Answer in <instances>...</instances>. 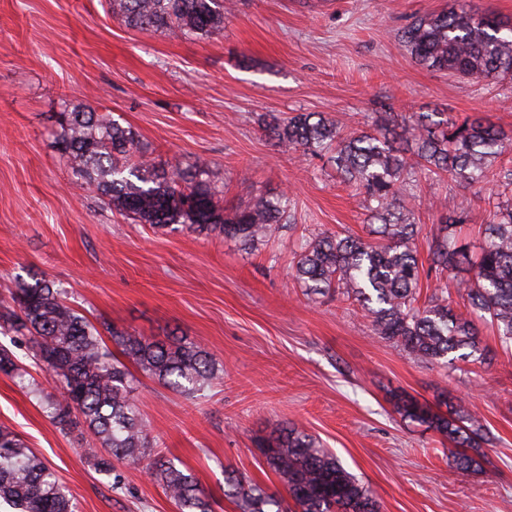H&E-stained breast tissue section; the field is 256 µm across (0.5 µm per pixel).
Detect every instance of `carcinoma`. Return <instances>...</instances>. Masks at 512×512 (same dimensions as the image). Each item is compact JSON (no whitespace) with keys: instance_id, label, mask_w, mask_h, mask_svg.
<instances>
[{"instance_id":"obj_1","label":"carcinoma","mask_w":512,"mask_h":512,"mask_svg":"<svg viewBox=\"0 0 512 512\" xmlns=\"http://www.w3.org/2000/svg\"><path fill=\"white\" fill-rule=\"evenodd\" d=\"M112 15L145 30L209 35L224 26V0H109ZM400 41L415 61L471 81L512 75V28L486 13L450 6L416 15ZM56 142L72 175L95 189L114 213L155 230L183 224L195 233L224 236L253 249L278 233L290 215L288 194L261 197L223 215L209 165L195 160L159 169L138 135L107 113L89 107L59 113ZM277 145L328 157L342 181L365 194L379 225L369 236L318 235L293 261L295 278L313 293L338 292L361 303L380 338L425 362L491 363L477 321L485 318L504 343L512 342V207L488 214L484 242L475 261L457 245L456 228L467 220L462 208L445 218L428 247L427 273L437 285L418 303L421 269L418 224L410 207L416 174L448 176L461 185L493 183L512 188V165L493 167L512 152V133L481 116L448 122L446 112H423L409 123L390 112L372 129L345 134L318 112L260 121ZM466 271L460 278L458 273ZM463 300L456 305L453 296ZM109 333L124 359L102 336ZM0 333L30 344L32 358L60 388L41 395L42 408L62 431L81 417L107 455L96 469L113 477L115 463L148 461L149 475L179 512H214L195 478L156 453L134 400L139 383L129 365L186 396L216 378L213 356L183 337L153 340L136 332L94 325L51 280L36 274L0 297ZM0 372L23 380L14 352L0 345ZM411 423L426 425L461 448L452 453L460 470L477 466L463 452L485 436L472 413L447 404L438 414L410 397L395 401ZM279 476L297 512H379L370 491L318 440L295 427L276 428L258 444ZM224 496L239 512H287L281 500L235 471L224 472ZM0 504L18 512H75L56 474L10 430L0 427Z\"/></svg>"}]
</instances>
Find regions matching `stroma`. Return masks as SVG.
<instances>
[{"label": "stroma", "instance_id": "stroma-1", "mask_svg": "<svg viewBox=\"0 0 512 512\" xmlns=\"http://www.w3.org/2000/svg\"><path fill=\"white\" fill-rule=\"evenodd\" d=\"M452 3L512 23V0H224L222 30L175 36L126 26L105 0H0V296L44 275L92 323L159 339L175 331L213 355L219 378L204 391L188 397L144 377L135 400L150 439L194 474L215 512H237L224 497L228 468L287 497L256 450L280 425L317 437L380 512H512V346L484 324L491 364H426L375 336L357 301L306 294L291 270L303 240L364 234L371 213L322 160L282 150L259 126L268 114L319 112L350 132L381 112L437 110L512 129V78L427 69L398 39L411 15ZM89 106L132 127L161 167L207 160L222 212L288 194L290 226L247 250L112 213L55 144V114ZM496 191L422 181L419 257L440 216L463 207L457 241L479 254ZM0 345L26 370L21 382L0 373V426L54 469L77 512H177L143 467L119 465L118 484L96 471L94 436L61 433L42 409L40 393L55 386L27 345L2 334ZM396 393L477 412L491 437L480 469H456L451 443L405 421Z\"/></svg>", "mask_w": 512, "mask_h": 512}]
</instances>
